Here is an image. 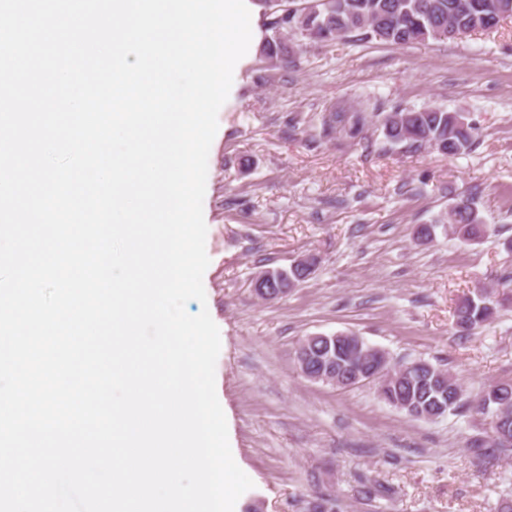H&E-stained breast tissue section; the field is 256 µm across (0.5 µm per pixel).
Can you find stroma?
<instances>
[{"label":"stroma","mask_w":512,"mask_h":512,"mask_svg":"<svg viewBox=\"0 0 512 512\" xmlns=\"http://www.w3.org/2000/svg\"><path fill=\"white\" fill-rule=\"evenodd\" d=\"M433 106L479 129L448 157L386 142L380 128L323 137L331 108L391 112ZM473 198L488 235L465 242L439 218ZM203 216L205 302L219 328L215 385L253 486L237 512H503L512 457L479 454L489 418L478 401L512 383V20L460 39L410 45L304 43L278 83L255 47L236 64L208 156ZM431 224V240L414 236ZM316 256L311 278L274 301L252 280ZM496 302L472 334L457 302ZM352 332L393 361L449 370L465 405L430 421L381 400L375 383L340 389L297 370L298 340Z\"/></svg>","instance_id":"1"}]
</instances>
